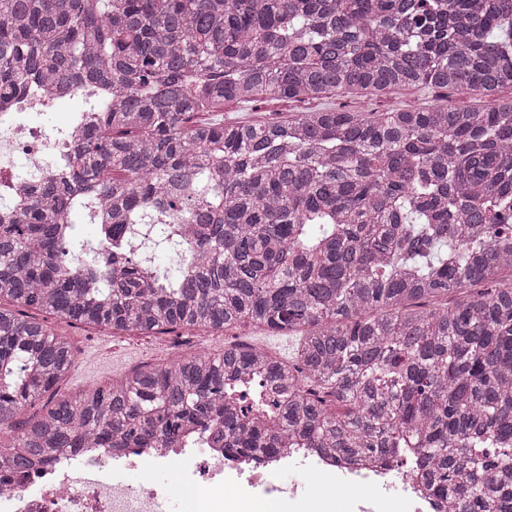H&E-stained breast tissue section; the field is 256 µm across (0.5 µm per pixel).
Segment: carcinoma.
<instances>
[{"label":"carcinoma","instance_id":"obj_1","mask_svg":"<svg viewBox=\"0 0 512 512\" xmlns=\"http://www.w3.org/2000/svg\"><path fill=\"white\" fill-rule=\"evenodd\" d=\"M66 86L93 122L0 222V429H19L0 457L16 474L70 448H177L188 424L230 452L341 461L411 437L448 512H512V102L448 101L512 88V0H0V103ZM406 88L435 98L203 118ZM82 211L111 249L75 238ZM29 309L304 336L291 364L188 355L20 423L75 361ZM317 102H296L287 100H273L262 104L246 106L236 103L224 105V112H215L214 118L226 121H267L270 119L286 117L293 112H305L316 108Z\"/></svg>","mask_w":512,"mask_h":512}]
</instances>
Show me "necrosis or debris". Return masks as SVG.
<instances>
[{"instance_id":"4bbe7bcc","label":"necrosis or debris","mask_w":512,"mask_h":512,"mask_svg":"<svg viewBox=\"0 0 512 512\" xmlns=\"http://www.w3.org/2000/svg\"><path fill=\"white\" fill-rule=\"evenodd\" d=\"M50 106L33 95L0 113V181L14 188L10 197H0V219L82 136V126L71 121L42 124ZM78 461L74 471L65 460L48 462L25 479L0 470V512H161L165 501L178 497L184 512H245L255 502L271 512L446 510L445 498L426 488L407 454L350 464L310 448H283L260 459L232 456L190 427L178 448L84 450Z\"/></svg>"}]
</instances>
